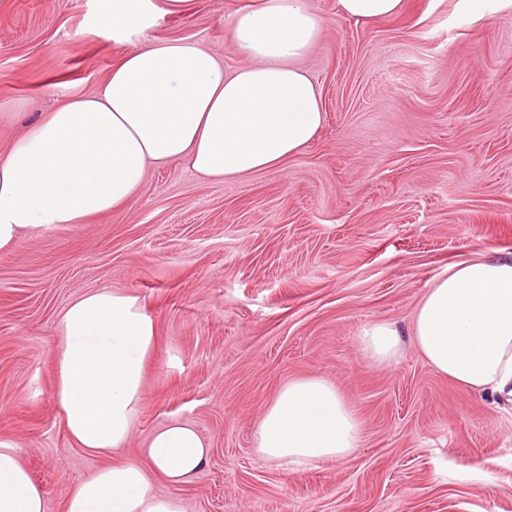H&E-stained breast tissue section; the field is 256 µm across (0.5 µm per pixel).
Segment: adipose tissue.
<instances>
[{
    "mask_svg": "<svg viewBox=\"0 0 512 512\" xmlns=\"http://www.w3.org/2000/svg\"><path fill=\"white\" fill-rule=\"evenodd\" d=\"M403 0H336L347 21L396 15ZM154 0H112L97 19L114 42L150 27ZM322 35L309 0H253L233 20L246 63L157 40L122 55L98 93L75 96L31 122L0 154V253L22 233L112 212L141 190L149 166L187 161L213 180L282 165L323 122L320 93L301 61ZM436 373L512 407V258L477 256L431 281L408 330L378 321L360 338L369 365L396 362L402 335ZM157 337L140 298L101 286L76 297L57 321L55 400L72 439L107 455L123 447L145 398V365ZM255 446L268 459H342L362 444L363 424L333 384L295 379L267 405ZM148 466L115 461L80 479L65 512H186L151 489L153 477L188 483L208 445L174 417L145 440ZM46 495L17 454L0 448V512H46Z\"/></svg>",
    "mask_w": 512,
    "mask_h": 512,
    "instance_id": "adipose-tissue-1",
    "label": "adipose tissue"
}]
</instances>
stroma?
Masks as SVG:
<instances>
[{
	"mask_svg": "<svg viewBox=\"0 0 512 512\" xmlns=\"http://www.w3.org/2000/svg\"><path fill=\"white\" fill-rule=\"evenodd\" d=\"M251 0H179L121 45L93 30L109 0H0V152L26 125L99 91L147 40L239 65L231 20ZM323 34L303 65L324 111L281 166L211 181L183 161L81 224L41 227L0 255V448L65 512L108 460L145 463L171 417L205 465L187 512H512V410L436 374L411 346L369 366L363 329L409 327L431 281L475 254L512 258V13L477 22L457 0H405L376 23L310 0ZM103 285L138 295L158 336L133 433L111 457L79 448L55 402L56 320ZM345 395L364 439L344 459L263 458L254 431L288 381Z\"/></svg>",
	"mask_w": 512,
	"mask_h": 512,
	"instance_id": "1",
	"label": "stroma"
}]
</instances>
